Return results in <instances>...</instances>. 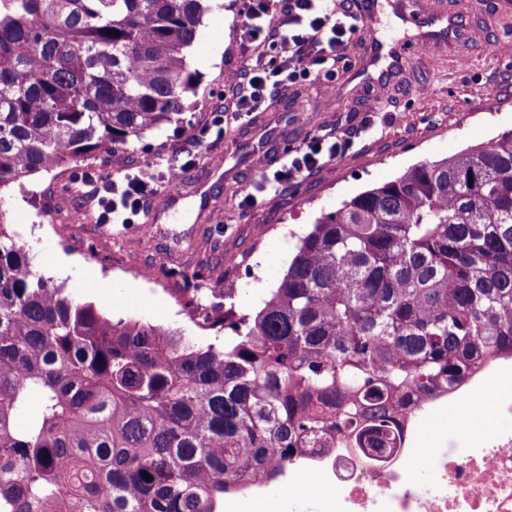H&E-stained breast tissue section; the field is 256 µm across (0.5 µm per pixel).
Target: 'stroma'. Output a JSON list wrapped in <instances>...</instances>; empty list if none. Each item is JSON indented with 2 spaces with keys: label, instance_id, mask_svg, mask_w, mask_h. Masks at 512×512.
Returning a JSON list of instances; mask_svg holds the SVG:
<instances>
[{
  "label": "stroma",
  "instance_id": "35a3bbf8",
  "mask_svg": "<svg viewBox=\"0 0 512 512\" xmlns=\"http://www.w3.org/2000/svg\"><path fill=\"white\" fill-rule=\"evenodd\" d=\"M233 0H208L198 35L188 52L198 74L183 119L147 132L129 145L101 152L110 176L123 177L157 155H175L189 136L200 147L195 165L176 171L179 196L155 197L130 224H77L73 213L85 206L78 194H62L58 179L79 177L77 161L51 173L29 176L23 188L0 192L11 229L36 252V268L85 301L100 302L112 317L144 318L190 336L200 330L177 302L179 271L227 269L216 301L240 311L260 308L251 295L255 283L273 287L286 272L298 237L321 213L336 210L360 193L397 178L407 168L481 146L512 130V0H403L410 12H449L457 32L448 42L420 43L402 24L389 0H379L374 26L387 45L398 47L404 67L387 88L369 82L367 43L352 38L346 67L336 79H315L288 98L272 100L265 111L239 119L224 113L230 92L225 71L243 67ZM372 116L373 128L355 139L341 158L278 195L265 190L267 177L283 156L309 137L345 129ZM207 182L220 207H210L199 190ZM254 204L241 208L244 197ZM50 208L52 223L40 211ZM70 259L66 273L49 267L46 254ZM136 257L138 267L124 261ZM90 267L98 281L78 279Z\"/></svg>",
  "mask_w": 512,
  "mask_h": 512
}]
</instances>
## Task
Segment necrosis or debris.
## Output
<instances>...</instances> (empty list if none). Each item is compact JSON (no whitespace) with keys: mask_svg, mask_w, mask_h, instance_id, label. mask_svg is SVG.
I'll list each match as a JSON object with an SVG mask.
<instances>
[{"mask_svg":"<svg viewBox=\"0 0 512 512\" xmlns=\"http://www.w3.org/2000/svg\"><path fill=\"white\" fill-rule=\"evenodd\" d=\"M495 426L477 442L445 437L429 454L434 479H411L406 455L415 431L377 456L335 448L311 451L293 471L336 489L335 512H512V398L500 399Z\"/></svg>","mask_w":512,"mask_h":512,"instance_id":"obj_1","label":"necrosis or debris"}]
</instances>
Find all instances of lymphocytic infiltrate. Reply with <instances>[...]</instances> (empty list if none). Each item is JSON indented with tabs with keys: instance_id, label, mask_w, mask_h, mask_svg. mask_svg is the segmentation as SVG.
Masks as SVG:
<instances>
[{
	"instance_id": "obj_1",
	"label": "lymphocytic infiltrate",
	"mask_w": 512,
	"mask_h": 512,
	"mask_svg": "<svg viewBox=\"0 0 512 512\" xmlns=\"http://www.w3.org/2000/svg\"><path fill=\"white\" fill-rule=\"evenodd\" d=\"M242 16L238 39L249 62L224 75V84L232 92L229 109L234 113L255 112L269 99L288 97L315 74L334 80L347 57L351 36L363 29L353 0H245ZM370 128L364 121L289 151L282 167L267 181V189L277 195L312 176L324 161L342 156ZM162 164V159H155L119 182L86 175V185L99 198L101 223H131L158 181Z\"/></svg>"
}]
</instances>
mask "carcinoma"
<instances>
[{
	"label": "carcinoma",
	"mask_w": 512,
	"mask_h": 512,
	"mask_svg": "<svg viewBox=\"0 0 512 512\" xmlns=\"http://www.w3.org/2000/svg\"><path fill=\"white\" fill-rule=\"evenodd\" d=\"M203 12L0 0V190L179 121ZM182 307L224 346L77 301L0 209V512H222L512 359V132L321 214L257 312Z\"/></svg>",
	"instance_id": "1"
}]
</instances>
